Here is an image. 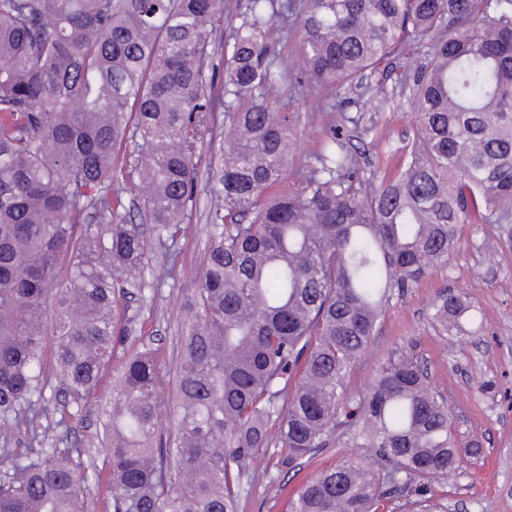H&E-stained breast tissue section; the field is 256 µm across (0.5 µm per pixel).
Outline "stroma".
Instances as JSON below:
<instances>
[{"mask_svg":"<svg viewBox=\"0 0 512 512\" xmlns=\"http://www.w3.org/2000/svg\"><path fill=\"white\" fill-rule=\"evenodd\" d=\"M402 66L394 61L392 71L374 76L367 88H341L334 96L336 127L365 172L398 165L407 138L415 132L411 103L396 84ZM209 203L208 161L203 158L179 242V274L147 290L145 301L130 304L136 335L160 348L170 361L176 358L181 301L197 282ZM446 289L473 296L470 334L437 335L431 305ZM404 349L426 364L431 385L458 416L459 445H481L480 454L463 457L456 474L435 486L431 512H512V248L500 244L495 225L466 226L447 265L430 271L395 301L350 370L349 392L364 393L378 365ZM350 432V425L338 426L334 445L290 471L279 466L276 449L256 453L249 462L252 485L243 492L238 512H287L290 497L322 467L347 457L372 464L369 449L350 445Z\"/></svg>","mask_w":512,"mask_h":512,"instance_id":"35a3bbf8","label":"stroma"}]
</instances>
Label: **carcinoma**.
<instances>
[{"label": "carcinoma", "instance_id": "1", "mask_svg": "<svg viewBox=\"0 0 512 512\" xmlns=\"http://www.w3.org/2000/svg\"><path fill=\"white\" fill-rule=\"evenodd\" d=\"M239 19L224 0H0V512H86L104 477L113 512H238L255 451L290 470L343 415L381 466H327L288 512H385L400 488L419 504L476 452L414 355L388 357L357 397L345 377L465 225L512 239V0H251ZM275 29L300 33L297 65ZM427 39L428 61L399 76L416 134L398 168L365 175L334 122L292 163L311 89L360 88ZM205 152L206 244L169 375L126 311L175 277ZM472 308L442 293L431 320L462 335ZM109 370L91 456L73 423Z\"/></svg>", "mask_w": 512, "mask_h": 512}]
</instances>
